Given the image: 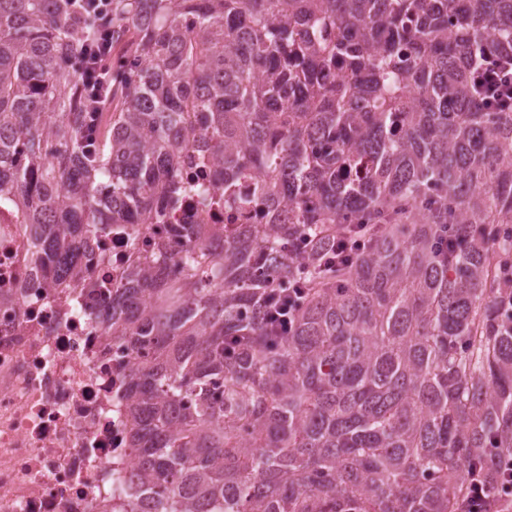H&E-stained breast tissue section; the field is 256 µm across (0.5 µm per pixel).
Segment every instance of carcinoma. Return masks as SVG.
I'll list each match as a JSON object with an SVG mask.
<instances>
[{"instance_id":"cac0c4a2","label":"carcinoma","mask_w":512,"mask_h":512,"mask_svg":"<svg viewBox=\"0 0 512 512\" xmlns=\"http://www.w3.org/2000/svg\"><path fill=\"white\" fill-rule=\"evenodd\" d=\"M112 25L105 130L74 95L85 8L0 0V202L46 285L89 237L168 223L189 149L224 210L276 220L183 224L180 277L102 289L112 340L150 350L130 443L155 512H457L512 454V112L468 73L512 51V0H112Z\"/></svg>"}]
</instances>
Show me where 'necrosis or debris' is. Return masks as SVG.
<instances>
[{
    "label": "necrosis or debris",
    "instance_id": "4bbe7bcc",
    "mask_svg": "<svg viewBox=\"0 0 512 512\" xmlns=\"http://www.w3.org/2000/svg\"><path fill=\"white\" fill-rule=\"evenodd\" d=\"M182 170L205 183L206 197L181 201L174 224L150 235L122 224L87 240L76 279L61 288L44 286L33 236L0 207V512H110L122 496L153 512L129 440L135 355L100 319L98 286L123 282L130 256L152 254L160 241L167 272L179 275L175 224L223 223L211 168L190 152Z\"/></svg>",
    "mask_w": 512,
    "mask_h": 512
}]
</instances>
